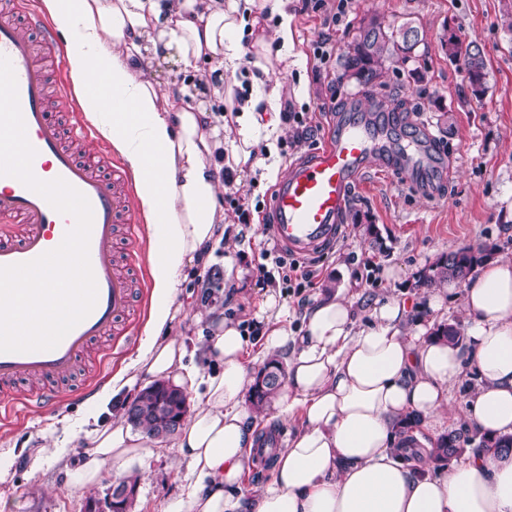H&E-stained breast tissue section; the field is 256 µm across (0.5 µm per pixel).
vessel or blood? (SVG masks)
Instances as JSON below:
<instances>
[{
  "label": "vessel or blood",
  "instance_id": "1",
  "mask_svg": "<svg viewBox=\"0 0 512 512\" xmlns=\"http://www.w3.org/2000/svg\"><path fill=\"white\" fill-rule=\"evenodd\" d=\"M30 29L36 38L27 37ZM64 47L37 0H0V56L15 73L27 139L36 151L33 173L43 181L64 179L89 200V258L97 286L93 309L56 348L0 353L1 424L29 408L59 403L57 382L80 369L96 342L111 336L126 346L135 342L136 299L147 293L135 256L144 229L137 222L131 177L120 162H112L105 174L74 152V144L94 139L95 132L77 112L61 70ZM393 126L405 130L397 145L388 137ZM386 166L399 167L407 181L422 186L449 174L404 115L388 113L385 123L373 126L357 113H339L325 145L291 165L279 181L272 198V238L300 255L321 251L339 236V221L361 178ZM74 225L72 216L57 212L18 179L0 176V266L58 248Z\"/></svg>",
  "mask_w": 512,
  "mask_h": 512
}]
</instances>
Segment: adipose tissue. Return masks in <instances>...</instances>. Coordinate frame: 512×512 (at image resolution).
<instances>
[{"mask_svg":"<svg viewBox=\"0 0 512 512\" xmlns=\"http://www.w3.org/2000/svg\"><path fill=\"white\" fill-rule=\"evenodd\" d=\"M57 30L75 44L67 64L80 106L135 177L137 206L146 219L153 283L145 338L124 369L95 395L97 409L80 434L53 444L64 461L80 441L71 485L86 488L129 458L146 455L151 439L100 412L136 382L166 380L200 391L175 434L192 489L165 512H512V455L471 453L434 472L432 444L421 458H402L397 425L420 419L426 430L448 425V388L465 370L477 385L465 422L483 432L512 434V258L489 261L462 282L465 340L431 336L416 324L406 332L413 302L376 300L359 322L342 291H327L303 316L301 336L270 330L268 351H291L286 383L273 401L272 419L302 414L303 426L277 449L270 480L242 493L255 440L256 416L243 404L253 377L237 324L213 318L203 355L216 365L203 375L188 366L183 341L167 328L182 303L187 268L209 264L224 236L220 198L225 169L247 164L254 132L280 131L277 115L262 119L279 82L274 64L286 51L288 0H42ZM279 16L274 35L256 32L262 61L260 90L236 111L211 112L224 100L225 72L241 59L249 17ZM175 59L182 70L210 64L205 83L181 81L162 89L145 74Z\"/></svg>","mask_w":512,"mask_h":512,"instance_id":"1","label":"adipose tissue"}]
</instances>
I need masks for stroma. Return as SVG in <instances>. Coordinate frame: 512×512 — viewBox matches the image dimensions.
Returning a JSON list of instances; mask_svg holds the SVG:
<instances>
[{
	"label": "stroma",
	"mask_w": 512,
	"mask_h": 512,
	"mask_svg": "<svg viewBox=\"0 0 512 512\" xmlns=\"http://www.w3.org/2000/svg\"><path fill=\"white\" fill-rule=\"evenodd\" d=\"M332 5L325 0L322 9L307 10L302 0L288 4V57L277 66L280 97L294 111L306 113L312 133L295 147L294 128L282 126L278 137L267 141L266 157L254 159L253 170L225 187V194L244 197L250 222L240 224L234 211L225 209L224 239L215 246L209 268L186 271L190 302L169 333L195 351L211 332L203 317L210 310L244 327L257 322L263 301L272 293L288 306L280 326L296 335L305 311L328 290L345 289L353 310L364 318L379 298L419 300L421 275L448 253L486 245L493 257H512V32L503 26L512 0H351L346 20L331 34L323 19ZM374 15L413 22L421 34L414 65L422 82H413L404 70L388 72L376 90L381 111L417 116L433 153L451 163L454 174L428 191L407 183L399 170L371 171L355 189L334 245L314 256L319 269L314 287L270 289L257 268L262 251L274 241L264 234L262 216L254 207L270 203L289 166L324 145L337 113L354 102L367 105L360 88L336 84L335 78L350 28ZM451 30L464 33L486 59L482 97L472 95L460 64L450 62L440 48L441 38ZM326 34L332 37L333 51L322 63L313 50ZM390 268L398 270V277L387 276ZM206 285L214 290L207 301L201 298ZM193 363L205 373L214 369L197 351ZM58 389L60 407L32 408L14 424L0 427V464L10 465L8 478L0 482L5 512H84L88 500L104 499L112 485L106 479L90 489L73 488L62 464L47 455L34 456L35 448L48 443L51 428L65 422L80 425L94 408L91 399L76 395L71 380L59 382ZM123 470L137 482L133 512H164L171 499L189 489L185 467L169 438L155 441L147 456L127 461Z\"/></svg>",
	"instance_id": "obj_1"
}]
</instances>
